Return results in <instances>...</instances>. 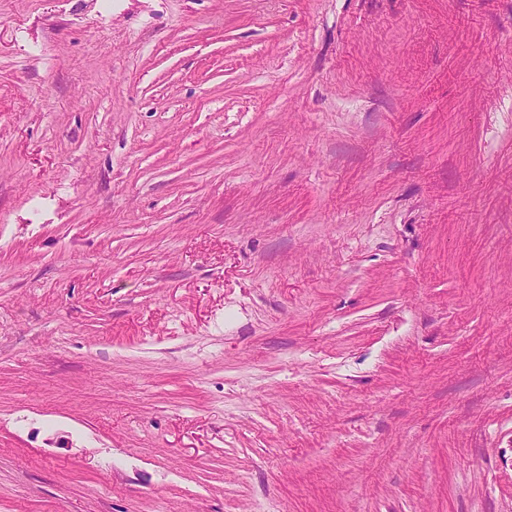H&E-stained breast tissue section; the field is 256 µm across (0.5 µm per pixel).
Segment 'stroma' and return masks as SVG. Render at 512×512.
I'll return each mask as SVG.
<instances>
[{
    "mask_svg": "<svg viewBox=\"0 0 512 512\" xmlns=\"http://www.w3.org/2000/svg\"><path fill=\"white\" fill-rule=\"evenodd\" d=\"M0 512H512V0H0Z\"/></svg>",
    "mask_w": 512,
    "mask_h": 512,
    "instance_id": "1",
    "label": "stroma"
}]
</instances>
